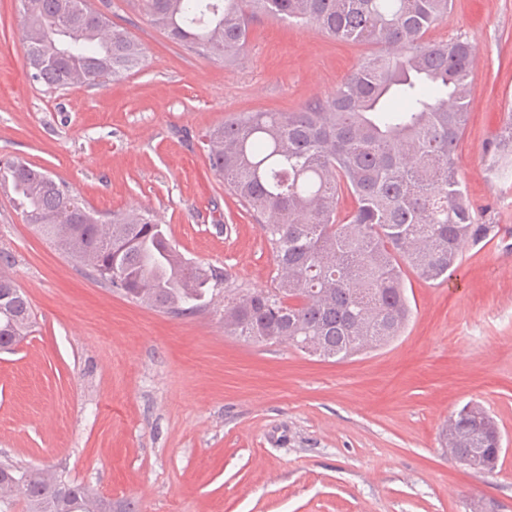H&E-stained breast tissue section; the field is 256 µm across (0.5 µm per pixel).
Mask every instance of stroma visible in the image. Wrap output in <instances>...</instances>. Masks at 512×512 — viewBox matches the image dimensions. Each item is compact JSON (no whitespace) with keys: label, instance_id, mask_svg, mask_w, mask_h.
Returning a JSON list of instances; mask_svg holds the SVG:
<instances>
[{"label":"stroma","instance_id":"1","mask_svg":"<svg viewBox=\"0 0 512 512\" xmlns=\"http://www.w3.org/2000/svg\"><path fill=\"white\" fill-rule=\"evenodd\" d=\"M20 0H0V159L65 180L103 216L147 210L191 262L244 290L275 287L260 224L213 170L202 134L243 112L328 95L375 47L257 16L231 64L172 42L140 0L112 21L144 49L125 78L51 93L27 77ZM475 68L456 158L477 223L447 278L405 277L412 317L382 348L323 360L224 333V299L174 317L96 279L0 194V250L33 327L0 349V458L63 472L137 512H512V166L487 145L512 103V0H450L433 41ZM496 419L494 471L439 434L468 402Z\"/></svg>","mask_w":512,"mask_h":512}]
</instances>
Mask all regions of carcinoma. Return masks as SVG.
Segmentation results:
<instances>
[{
    "instance_id": "1",
    "label": "carcinoma",
    "mask_w": 512,
    "mask_h": 512,
    "mask_svg": "<svg viewBox=\"0 0 512 512\" xmlns=\"http://www.w3.org/2000/svg\"><path fill=\"white\" fill-rule=\"evenodd\" d=\"M250 14L312 23L340 40L380 50L336 91L294 112H245L205 134L213 169L262 225L276 288L239 294L227 274L189 262L148 212L105 220L70 185L24 160L0 162L26 223L131 299L174 316L194 315L224 293V333L286 342L324 360L377 348L411 315L404 268L447 277L461 246L495 232L477 224L456 175L468 120L473 51L461 38L430 42L449 0H140L173 42L225 63L243 54ZM29 78L51 91L119 80L143 48L112 25L111 3L20 0ZM355 201L338 216L342 192ZM0 250V348L23 338L29 300ZM451 459L497 468L501 434L479 402L448 416L440 434ZM26 512H135L81 483L0 460V485Z\"/></svg>"
}]
</instances>
